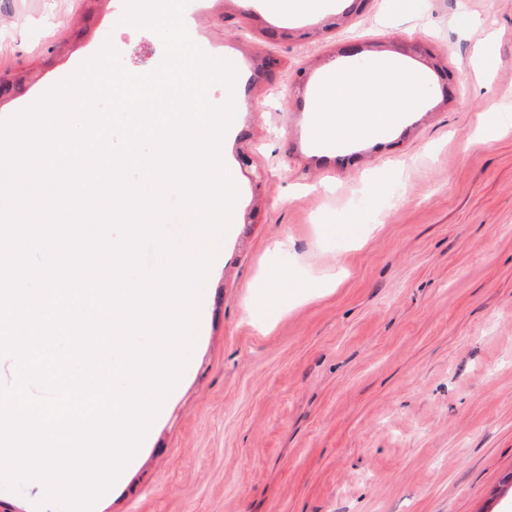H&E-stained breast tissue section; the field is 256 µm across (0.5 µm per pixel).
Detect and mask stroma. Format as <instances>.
<instances>
[{
	"instance_id": "stroma-1",
	"label": "stroma",
	"mask_w": 512,
	"mask_h": 512,
	"mask_svg": "<svg viewBox=\"0 0 512 512\" xmlns=\"http://www.w3.org/2000/svg\"><path fill=\"white\" fill-rule=\"evenodd\" d=\"M326 2L331 26L263 0L184 11L200 50L237 69L209 102L246 103L224 138L238 219L193 366L95 512H512V0H370L350 17L347 0ZM123 13L124 0H0V75L29 86L0 101V120L107 43L129 72L156 69L160 39ZM354 41L365 51L345 56ZM383 55L424 67L429 103L384 140L319 145L320 63ZM264 56L280 67L253 81ZM443 69L458 82L449 100ZM482 112L494 141L478 135ZM281 266L345 276L307 302L288 293L269 318L257 285Z\"/></svg>"
}]
</instances>
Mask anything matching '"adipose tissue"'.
I'll return each instance as SVG.
<instances>
[{
  "label": "adipose tissue",
  "mask_w": 512,
  "mask_h": 512,
  "mask_svg": "<svg viewBox=\"0 0 512 512\" xmlns=\"http://www.w3.org/2000/svg\"><path fill=\"white\" fill-rule=\"evenodd\" d=\"M312 132L325 142L368 140L421 110L427 101L423 76L386 57L369 64L342 67L329 62L314 94Z\"/></svg>",
  "instance_id": "adipose-tissue-1"
}]
</instances>
